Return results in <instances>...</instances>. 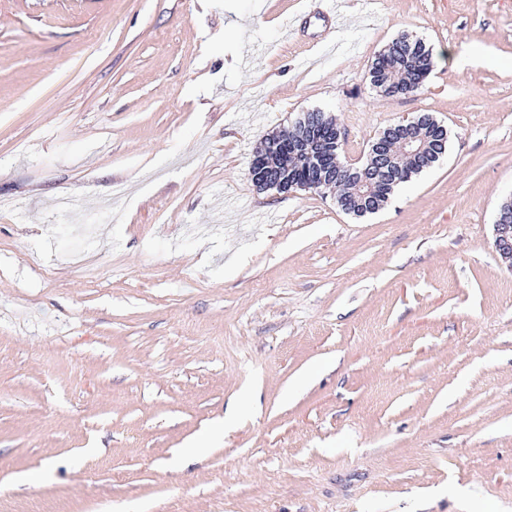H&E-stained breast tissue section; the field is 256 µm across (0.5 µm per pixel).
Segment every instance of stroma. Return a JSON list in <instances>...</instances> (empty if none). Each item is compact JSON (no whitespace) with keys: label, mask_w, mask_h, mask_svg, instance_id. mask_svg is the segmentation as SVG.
<instances>
[{"label":"stroma","mask_w":512,"mask_h":512,"mask_svg":"<svg viewBox=\"0 0 512 512\" xmlns=\"http://www.w3.org/2000/svg\"><path fill=\"white\" fill-rule=\"evenodd\" d=\"M263 8L0 0V512H512V0ZM313 109L448 151L363 217L257 190ZM430 47L421 38L409 34L389 42L375 57L368 78L374 90L385 96L409 95L423 89L433 69ZM404 74L403 86L397 88L394 78ZM494 248L500 258L512 266V199L504 201L494 224Z\"/></svg>","instance_id":"obj_1"}]
</instances>
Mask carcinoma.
<instances>
[{
  "mask_svg": "<svg viewBox=\"0 0 512 512\" xmlns=\"http://www.w3.org/2000/svg\"><path fill=\"white\" fill-rule=\"evenodd\" d=\"M434 61L430 47L421 38L403 34L389 42L375 57L370 67L368 78L374 90L385 95H409L423 89L425 80L433 69ZM311 126L318 132L320 141L312 154L320 157L318 163H313L304 156L298 160H285L273 149L276 141L294 142L301 138L305 126ZM337 123L328 113L315 109L297 117L292 128L286 134H273L264 142L260 152H270L269 159L278 169L280 176L290 184H301L320 175L324 166H334L339 159L341 142L335 141ZM448 135L439 128L432 129L428 153L410 161L402 155L393 157L400 169L386 167L380 171L366 168V178L370 185L355 191L349 181L336 177L339 187L336 188V204L347 214L364 216L382 209L395 189L408 181L412 176L432 167L440 155L445 152Z\"/></svg>",
  "mask_w": 512,
  "mask_h": 512,
  "instance_id": "obj_1",
  "label": "carcinoma"
}]
</instances>
